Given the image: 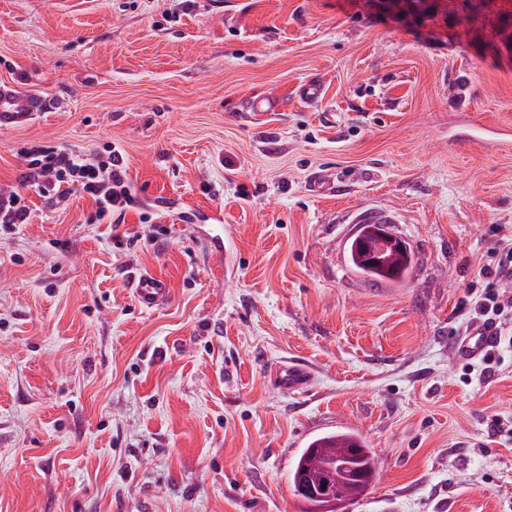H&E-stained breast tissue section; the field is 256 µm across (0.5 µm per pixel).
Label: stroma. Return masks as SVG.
<instances>
[{
  "label": "stroma",
  "mask_w": 512,
  "mask_h": 512,
  "mask_svg": "<svg viewBox=\"0 0 512 512\" xmlns=\"http://www.w3.org/2000/svg\"><path fill=\"white\" fill-rule=\"evenodd\" d=\"M2 83L50 106L0 130L32 213L0 230V512H300L294 463L340 430L379 463L341 512H512V362L465 381L451 334L489 225L512 235V0H0ZM260 94L280 108L244 111ZM30 142L118 143L140 211L50 208ZM370 213L404 282L349 261ZM137 301L145 308H156L167 303L169 288L166 283L151 271L139 272L132 280Z\"/></svg>",
  "instance_id": "1"
}]
</instances>
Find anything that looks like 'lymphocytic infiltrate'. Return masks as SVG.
<instances>
[{"instance_id": "lymphocytic-infiltrate-1", "label": "lymphocytic infiltrate", "mask_w": 512, "mask_h": 512, "mask_svg": "<svg viewBox=\"0 0 512 512\" xmlns=\"http://www.w3.org/2000/svg\"><path fill=\"white\" fill-rule=\"evenodd\" d=\"M24 170L21 183L38 190L50 205L65 202L72 193L92 198L96 221L121 226L128 211L140 201L127 175L123 150L105 143L94 152L77 154L67 148L33 144L20 152ZM496 238L488 251L480 278L466 290L463 307L469 325L494 328L496 343L512 348V291L500 288L501 280H512V238L501 225L489 228Z\"/></svg>"}]
</instances>
